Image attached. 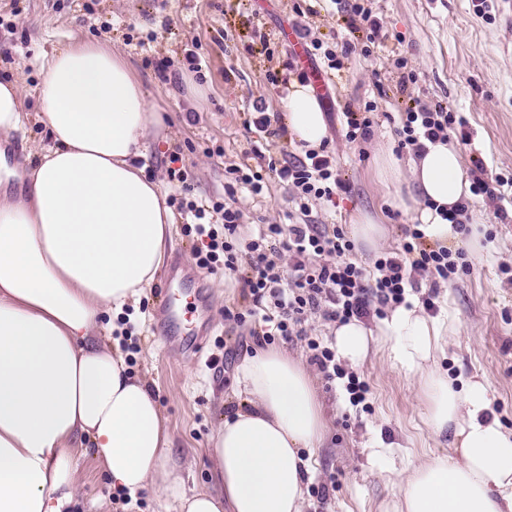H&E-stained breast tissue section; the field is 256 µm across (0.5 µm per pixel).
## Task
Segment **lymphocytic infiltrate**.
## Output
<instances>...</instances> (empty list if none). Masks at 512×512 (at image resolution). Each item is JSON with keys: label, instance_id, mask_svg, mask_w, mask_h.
Here are the masks:
<instances>
[{"label": "lymphocytic infiltrate", "instance_id": "f902f5d3", "mask_svg": "<svg viewBox=\"0 0 512 512\" xmlns=\"http://www.w3.org/2000/svg\"><path fill=\"white\" fill-rule=\"evenodd\" d=\"M332 2L348 14L351 29L365 31L366 47L356 48L347 40L334 49L315 36L309 20L319 15L321 0H301L293 7L300 18L295 26L297 35L309 54L323 55L325 75L330 79L339 77L342 58L358 49L370 54L371 44L382 31L380 18L366 0ZM456 122L455 113L439 103L406 106L393 123L397 147L422 154L425 141L447 139ZM244 125L258 143L242 152L237 162L225 166L223 200L203 203L189 199L187 173L179 169L169 173L179 197L178 212L187 220L186 230L205 241L194 255L197 266L210 271L224 269L240 285L242 299L225 306V322L250 326L253 335L266 342L286 340L303 335L302 325L308 316L316 314L330 323L380 316L386 307L404 304L408 290L417 288L419 279H428L434 290L440 283L468 272L470 265L463 251L425 245L423 233L414 226L405 227L399 248L381 253L373 271H366L351 261L354 244L342 225L321 224L313 216L316 206L334 203L338 193L349 190L340 177L334 150L324 146L301 156L292 153L282 160L265 155L261 143L279 137L280 130L273 127L260 99L246 113ZM268 172L286 187L294 222L287 226L266 222L258 235L241 237L242 213L232 202L244 191L255 203H263L264 175ZM280 249L289 258L284 271L274 259ZM307 347L311 364L327 381L345 379L351 405L365 401L367 383L359 376L345 374L332 348L314 339L308 340Z\"/></svg>", "mask_w": 512, "mask_h": 512}]
</instances>
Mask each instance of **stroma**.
<instances>
[{"label": "stroma", "instance_id": "obj_1", "mask_svg": "<svg viewBox=\"0 0 512 512\" xmlns=\"http://www.w3.org/2000/svg\"><path fill=\"white\" fill-rule=\"evenodd\" d=\"M296 0H0V81L18 83L23 119L18 130L0 132V158L15 172L0 194L22 195L23 172L36 165L52 140L37 119L42 85L41 63L60 46L82 38L110 43L129 62L150 104L163 122L154 133L145 161L148 178L169 189L168 173H189L192 198L224 194V166L249 149L253 139L244 114L254 100L268 112L284 116L287 90L268 83L265 72L278 68L291 48L285 31L296 20ZM385 38L382 50L355 52L342 77L319 91L327 138L349 193L336 197V208L318 211L326 224H351L358 213L382 209L386 249L402 240L401 227L415 215L385 202L374 176L378 151L395 149L388 126L376 129L366 157L347 143L342 132L346 105L377 101L381 110L397 112L410 100L440 103L464 123L448 132L461 153L469 178L483 177L487 194L471 197L476 231L492 247L476 252L469 238L457 247L467 254L470 271L442 283L436 306L447 307L457 331L437 368L449 377L485 375L491 408L512 429V0H371ZM270 35L275 53L267 55L254 26ZM200 42L204 80L183 64L184 51ZM171 58L174 74L160 78L155 60ZM407 58L417 80L399 90L398 58ZM242 235L256 229L258 216L288 221V193L277 178L266 180L265 201L255 205L239 195ZM209 299V329L200 353H174L163 344L155 312L164 277L146 289L125 317L103 319L98 334L118 345L129 372L154 393L175 442V455L186 491L210 486L209 458L214 428L235 412L242 398L235 389L236 365L260 343L249 326L225 323V303L239 300L240 288L223 271H195ZM230 356L231 368L219 360ZM354 372L367 382L366 407L352 406L342 381L312 377L329 426L315 455V487L326 496L306 493L303 512H382L397 498L401 472L409 461L440 452L427 430L418 384L395 364L388 350L377 349ZM382 455H372L377 442ZM69 456L80 485L70 512H176L175 502L147 489L135 500L113 501V490L94 449L80 441Z\"/></svg>", "mask_w": 512, "mask_h": 512}]
</instances>
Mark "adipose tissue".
Masks as SVG:
<instances>
[{
  "instance_id": "obj_1",
  "label": "adipose tissue",
  "mask_w": 512,
  "mask_h": 512,
  "mask_svg": "<svg viewBox=\"0 0 512 512\" xmlns=\"http://www.w3.org/2000/svg\"><path fill=\"white\" fill-rule=\"evenodd\" d=\"M42 71L38 117L53 145L23 198L0 197V512H68L78 487L65 450L84 437L129 496L151 488L178 512H302L327 419L310 373L277 348L239 367L246 400L213 435L214 489L183 490L157 400L97 334L99 316L138 302L165 261L173 214L144 166L161 117L109 44L72 41ZM286 123L303 147H321L311 85L292 84ZM375 168L426 238H453L442 213L469 198L470 182L452 142L427 143L406 169L379 152ZM455 330L447 316L399 306L377 329L353 320L334 331L349 364L377 345L417 376L425 423L448 440L446 452L410 462L385 512H512V429L491 412L483 378L434 367Z\"/></svg>"
}]
</instances>
